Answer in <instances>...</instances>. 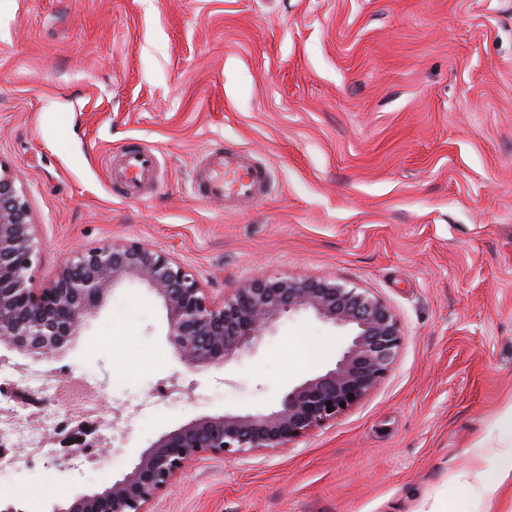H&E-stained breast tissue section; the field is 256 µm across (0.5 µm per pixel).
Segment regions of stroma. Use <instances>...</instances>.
Here are the masks:
<instances>
[{"label":"stroma","mask_w":512,"mask_h":512,"mask_svg":"<svg viewBox=\"0 0 512 512\" xmlns=\"http://www.w3.org/2000/svg\"><path fill=\"white\" fill-rule=\"evenodd\" d=\"M218 138L270 170L262 200L194 198ZM132 147L158 158L140 200L112 183ZM0 163L31 206L34 287L77 248L134 240L218 304L257 276L325 279L400 324L357 405L288 447L190 461L151 512H485L473 461L491 468L512 402V0H0ZM349 339L299 312L198 373L125 281L40 363L91 376L128 421L74 469L0 466V498L103 490L197 416L275 409ZM298 344L314 365L287 360ZM173 378L193 397L143 405Z\"/></svg>","instance_id":"1"}]
</instances>
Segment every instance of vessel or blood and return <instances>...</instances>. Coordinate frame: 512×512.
<instances>
[{"mask_svg":"<svg viewBox=\"0 0 512 512\" xmlns=\"http://www.w3.org/2000/svg\"><path fill=\"white\" fill-rule=\"evenodd\" d=\"M157 159L146 149L126 154L122 175L131 193H138L155 169ZM269 183L265 169L251 162L248 154L232 147L210 149L203 168L193 179L192 192L203 201L221 200L241 206L264 198Z\"/></svg>","mask_w":512,"mask_h":512,"instance_id":"obj_1","label":"vessel or blood"}]
</instances>
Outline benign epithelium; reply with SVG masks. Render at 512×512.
Listing matches in <instances>:
<instances>
[{
	"label": "benign epithelium",
	"mask_w": 512,
	"mask_h": 512,
	"mask_svg": "<svg viewBox=\"0 0 512 512\" xmlns=\"http://www.w3.org/2000/svg\"><path fill=\"white\" fill-rule=\"evenodd\" d=\"M30 206L0 165V347L34 360L66 348L125 280L149 288L166 311L170 343L195 372L252 350L285 315L311 311L353 337L335 367L289 390L267 413L202 415L162 434L132 470L101 492L80 493L43 512H150L186 464L204 455L235 456L286 448L335 419L386 375L402 343L391 312L356 289L328 281L254 277L215 304L198 280L161 250L139 242H107L73 253L46 288H33L38 259ZM96 426L61 437L77 457L97 440Z\"/></svg>",
	"instance_id": "7a95c632"
}]
</instances>
